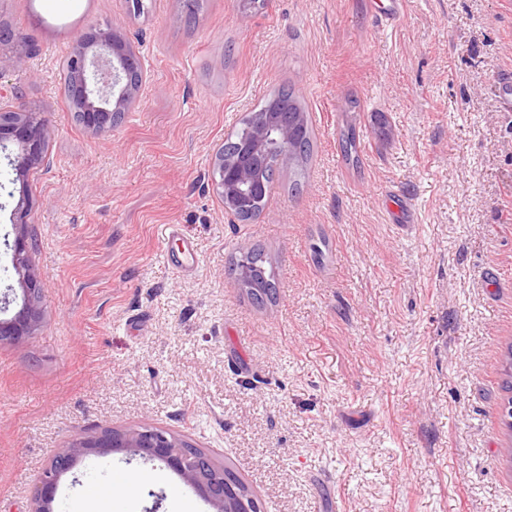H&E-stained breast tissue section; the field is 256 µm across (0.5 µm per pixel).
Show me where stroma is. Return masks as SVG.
Listing matches in <instances>:
<instances>
[{
	"label": "stroma",
	"mask_w": 512,
	"mask_h": 512,
	"mask_svg": "<svg viewBox=\"0 0 512 512\" xmlns=\"http://www.w3.org/2000/svg\"><path fill=\"white\" fill-rule=\"evenodd\" d=\"M143 3L0 0L32 41L0 84L51 131L24 183L0 157V296L21 190L44 274L34 336L0 344V512H31L56 449L141 426L231 467L263 512H512V0H405L393 18L391 0H200L192 19ZM112 27L145 82L93 135L61 64ZM284 84L312 158L281 164L266 214L242 222L207 186L211 159ZM165 224L197 243L194 272L163 256ZM254 248L277 274L262 308L232 272ZM118 467L153 476L139 512H171L178 475L123 453L80 458L55 512Z\"/></svg>",
	"instance_id": "obj_1"
}]
</instances>
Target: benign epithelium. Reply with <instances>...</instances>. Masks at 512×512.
Wrapping results in <instances>:
<instances>
[{
    "label": "benign epithelium",
    "mask_w": 512,
    "mask_h": 512,
    "mask_svg": "<svg viewBox=\"0 0 512 512\" xmlns=\"http://www.w3.org/2000/svg\"><path fill=\"white\" fill-rule=\"evenodd\" d=\"M8 50L12 63L20 67L31 55L30 45L17 37L8 24L0 21V52ZM140 57L112 29H95L76 41L66 67L75 80L70 87L71 111L88 132L103 135L112 131L126 112L136 104L141 82L136 73ZM50 130L40 113L25 108L0 106V152L14 166L15 180L45 162ZM249 138L254 146L235 157L223 149L213 154L210 185L228 213L245 212L256 217L266 207L252 195V165L258 153L270 151L286 157L292 151L288 121L277 112L268 113L262 126L255 127ZM34 203L22 194L13 213L15 231L12 267L18 275L22 304L11 316L0 310V344L22 345L33 336L41 319L38 295L42 273L33 264L31 253L35 239L30 230ZM129 452L151 461L158 460L180 476L215 512H245L248 505L241 497L239 484L224 475L212 458L164 429L141 427L128 430L104 429L55 451L49 467L39 478L32 512H54L59 479L71 471L79 456H105Z\"/></svg>",
    "instance_id": "7a95c632"
}]
</instances>
